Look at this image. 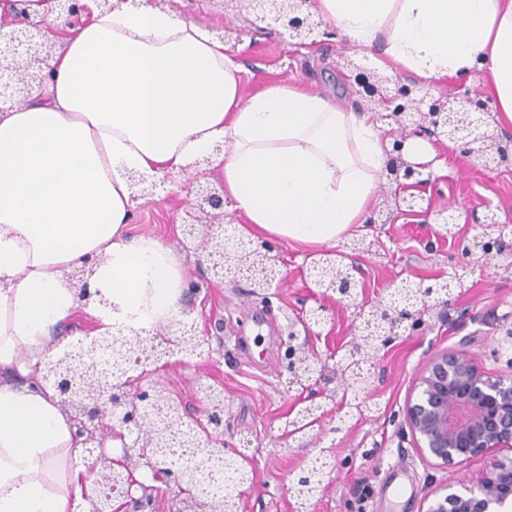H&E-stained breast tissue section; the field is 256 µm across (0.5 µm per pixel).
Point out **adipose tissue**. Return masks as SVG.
Instances as JSON below:
<instances>
[{
    "mask_svg": "<svg viewBox=\"0 0 512 512\" xmlns=\"http://www.w3.org/2000/svg\"><path fill=\"white\" fill-rule=\"evenodd\" d=\"M351 45L422 83L480 67L512 122V0H315ZM46 92L0 112V512H89L82 440L40 384L55 333L86 315L130 335L183 318L171 247L129 235L132 176L210 159L243 238L322 246L364 223L387 156L371 114L273 82L244 90L242 65L192 17L116 0L71 30ZM92 263L93 296L69 279Z\"/></svg>",
    "mask_w": 512,
    "mask_h": 512,
    "instance_id": "obj_1",
    "label": "adipose tissue"
}]
</instances>
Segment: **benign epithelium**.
Here are the masks:
<instances>
[{"label": "benign epithelium", "instance_id": "obj_1", "mask_svg": "<svg viewBox=\"0 0 512 512\" xmlns=\"http://www.w3.org/2000/svg\"><path fill=\"white\" fill-rule=\"evenodd\" d=\"M247 2L257 16L269 19L301 40L316 28L334 30L303 6L311 0H236ZM54 12L68 19L85 12L83 0H54ZM16 13L23 27L5 32L0 29V104L25 102L36 87L51 79L47 60L54 43L47 37L43 21L28 16L23 0H16ZM353 93L396 133L385 168L388 180L420 184L421 172L402 157V146L409 127L437 139L456 144L460 152L477 156L485 168L495 170L509 157L512 141L487 130V118L494 111L489 99L459 98L454 93L435 96L421 93L415 86L380 77L356 65ZM201 201L224 219V196L203 190ZM200 247L208 252L211 278H242L250 285L268 290L285 281L276 247L268 242L223 238L211 232L202 237ZM504 238L476 237L461 244V254L476 253L484 259L502 255ZM329 250L326 258L314 262L315 284L336 295L337 303L356 300L352 274ZM433 289L420 282L403 279L388 302L373 307L368 325L373 330L349 353V369L359 364L356 356H369L389 344L404 322L411 328L422 323ZM204 337L195 327L183 325L177 336L158 332L141 336L110 334L88 343L78 342L69 350L49 356L42 376L44 386L75 412L74 420L83 445L97 442V429L105 417L112 418L113 436L123 440L125 461L104 465L97 470L92 512H122L116 500L124 497L137 509L153 508L156 496L149 492L128 465L131 459L150 468L155 475L180 481L187 474L196 476L186 495L187 512H228L224 498L213 487L224 484V462L244 458L240 451L224 450V392L211 386L201 389L207 407L203 420L189 425L185 413L159 383L131 395L129 373L139 365L163 354L191 357L202 346ZM288 371L297 385L308 389L322 376L321 361L293 345H288ZM404 424L419 448L423 460L433 469L448 471L469 459L496 450L480 482L469 485L459 478L435 491L425 512H505L512 505V378L484 371L467 352H444L434 357L416 378L406 405Z\"/></svg>", "mask_w": 512, "mask_h": 512}]
</instances>
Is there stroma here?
Wrapping results in <instances>:
<instances>
[{"label": "stroma", "mask_w": 512, "mask_h": 512, "mask_svg": "<svg viewBox=\"0 0 512 512\" xmlns=\"http://www.w3.org/2000/svg\"><path fill=\"white\" fill-rule=\"evenodd\" d=\"M178 7L215 35H228L249 91L284 80L348 103L347 62L375 66L369 54L342 36L319 29L309 34L310 46L303 50L279 27L259 23L251 10L228 13L212 0H180ZM435 149L446 169L421 184L420 193L433 209L458 210L457 239L439 240L437 251H428L427 241L442 227L410 214L398 215L391 224L363 225L353 236L358 251L344 259L361 285L357 303L337 308L334 321L316 335L308 334L305 322L322 299L310 276L317 250L276 241L288 277L284 286L269 290L264 302L243 280L203 284L209 259L184 232L189 214L197 210L193 176L176 175L171 190L135 199L131 234L164 239L180 258L187 280L200 283L191 299L198 327L224 325L222 339H210L187 363L155 362L142 383L163 384L197 418L204 415L198 387L223 390L230 405L224 445L243 448L246 467L256 473L241 496V512H386L384 479L394 463L406 469L413 489L411 497L398 501L396 512H421L443 474L428 468L412 439L399 434L415 379L434 356L460 348L490 373L512 375V349L503 346L512 331V254L487 261L462 256L458 248L464 239L512 231V160L491 172L458 149L442 143ZM406 278L449 285V304L425 313L418 328L402 325L389 344L362 360L360 369L374 379L376 394L368 406L356 405L344 394L341 368L366 334L371 308ZM289 342L318 355L324 366L312 391L324 414L294 435L286 434L285 423L296 416L307 393L279 368ZM320 454L330 462L325 489L301 505L288 487Z\"/></svg>", "instance_id": "obj_1"}]
</instances>
